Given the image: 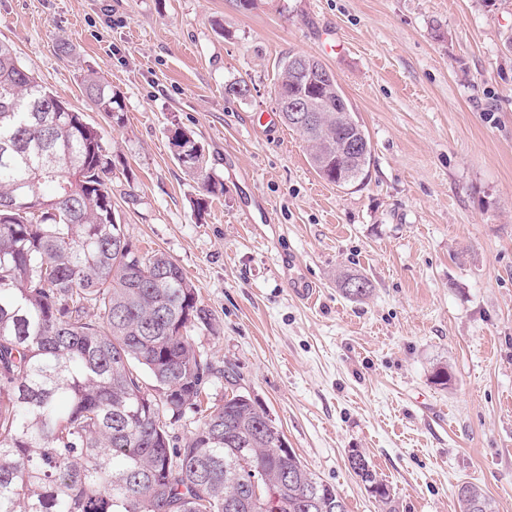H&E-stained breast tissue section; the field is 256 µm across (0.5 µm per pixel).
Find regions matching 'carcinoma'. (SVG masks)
<instances>
[{
  "label": "carcinoma",
  "mask_w": 512,
  "mask_h": 512,
  "mask_svg": "<svg viewBox=\"0 0 512 512\" xmlns=\"http://www.w3.org/2000/svg\"><path fill=\"white\" fill-rule=\"evenodd\" d=\"M314 55L280 62L275 94L319 109L296 132L317 174L361 183L371 143L360 121L336 115L346 99ZM85 97L118 112L112 86L87 71ZM40 84L0 40V512H347L341 495L294 454L267 411L245 394L203 407L215 375L193 334L213 318L182 268L142 252L112 203V152L81 113ZM362 148L336 159V142ZM175 158L200 177L197 221L224 182L203 170L199 141L175 127ZM199 415L183 446L175 427ZM246 459L271 476L249 491ZM381 488L370 461L356 472ZM460 512H495L478 486L457 489Z\"/></svg>",
  "instance_id": "carcinoma-1"
}]
</instances>
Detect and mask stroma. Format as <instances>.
Returning a JSON list of instances; mask_svg holds the SVG:
<instances>
[{
    "label": "stroma",
    "mask_w": 512,
    "mask_h": 512,
    "mask_svg": "<svg viewBox=\"0 0 512 512\" xmlns=\"http://www.w3.org/2000/svg\"><path fill=\"white\" fill-rule=\"evenodd\" d=\"M511 36L512 0H0V40L124 165L112 201L128 234L212 311L196 345L232 377L209 401L249 395L348 512H459L464 482L512 512ZM291 53L336 74L371 142L364 183L323 181L283 123ZM84 68L119 94L116 115L86 99ZM235 81L247 97L225 96ZM174 124L224 181L201 222ZM347 273L366 298L342 294ZM355 449L390 504L352 471ZM364 465L360 468V471H357L355 468L351 467L353 472L360 478V480L367 484H375L379 488H381V492L379 493V498H377L379 501H381L383 504H388L391 502V490L389 486L384 483L382 480L378 479L377 473L374 470L371 462L364 456Z\"/></svg>",
    "instance_id": "obj_1"
}]
</instances>
